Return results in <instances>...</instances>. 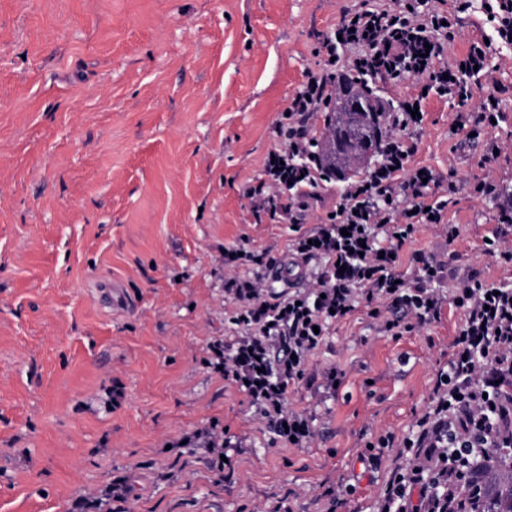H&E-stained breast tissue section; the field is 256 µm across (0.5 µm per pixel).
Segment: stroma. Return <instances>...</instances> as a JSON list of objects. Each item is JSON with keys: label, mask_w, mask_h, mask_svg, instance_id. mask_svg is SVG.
<instances>
[{"label": "stroma", "mask_w": 512, "mask_h": 512, "mask_svg": "<svg viewBox=\"0 0 512 512\" xmlns=\"http://www.w3.org/2000/svg\"><path fill=\"white\" fill-rule=\"evenodd\" d=\"M354 2L0 0V512H81L115 482L126 492L112 512H374L397 450L375 469L361 457L380 437L402 442L429 409L462 310L389 332L377 299L333 324L309 359L314 382L288 395L290 411L314 415L306 448L208 365L212 342L238 337L225 249L287 262L348 182L333 176L296 228L256 217L245 194ZM482 39L490 74L472 99L429 97L405 134L410 167L455 187L456 237L421 227L396 272L414 282L416 251L441 261L446 295L463 279L512 284L487 245L512 246V232L473 193L486 176L512 193V46L476 11L444 59ZM493 92L501 118L485 141L453 130ZM331 369L329 395L316 380ZM211 426L242 448L230 468L181 444Z\"/></svg>", "instance_id": "obj_1"}]
</instances>
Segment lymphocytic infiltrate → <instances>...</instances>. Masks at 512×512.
<instances>
[{
	"label": "lymphocytic infiltrate",
	"instance_id": "lymphocytic-infiltrate-1",
	"mask_svg": "<svg viewBox=\"0 0 512 512\" xmlns=\"http://www.w3.org/2000/svg\"><path fill=\"white\" fill-rule=\"evenodd\" d=\"M477 1L487 7L500 42L512 45V0H450L444 8L430 0H360L344 11L322 42L324 65L306 72L274 126L277 144L264 162L265 177L247 191L254 212L280 224L303 223L330 178L311 131L338 81L349 78L369 91L378 81L396 85L417 78L438 97L467 102L468 77L489 72L487 44L470 45L461 73L449 69L442 55L453 27ZM346 47L354 54L341 69L335 59ZM422 102L417 95L396 106L376 97L370 120L377 165L365 179L348 183L333 215L295 238L289 250V271L313 269L311 287L267 291L262 271L273 266L272 258L235 249L224 253L225 265L245 260L258 271L226 282V293L238 304L231 321L240 335L231 345L212 344L209 364L247 394L283 442L299 446L311 439L307 418L286 410L285 402L305 379L309 358L329 327L354 311L358 297L389 300L395 314L385 323L389 331L405 315L424 324L439 313L442 263L414 254L418 276L411 284L394 272L397 255L418 225L443 224L448 206L436 193L439 182L431 170L407 167L414 148L400 133L422 126V117L410 113ZM452 302L465 313L457 353L436 382L429 411L400 446L408 468L393 471L378 512H485L481 462L512 451V285L493 289L465 282L454 289Z\"/></svg>",
	"mask_w": 512,
	"mask_h": 512
}]
</instances>
